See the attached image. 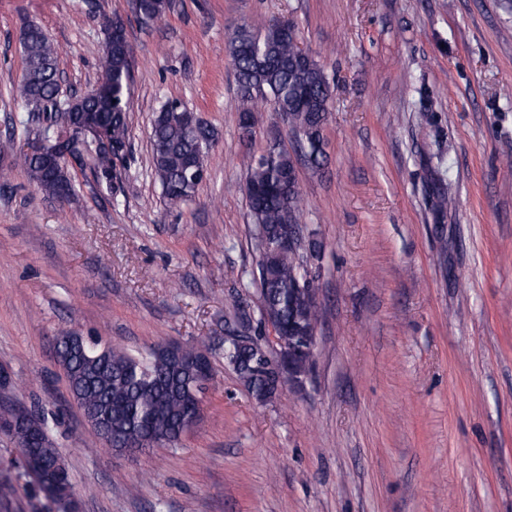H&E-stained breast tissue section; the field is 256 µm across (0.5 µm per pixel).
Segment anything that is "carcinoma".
I'll list each match as a JSON object with an SVG mask.
<instances>
[{
	"label": "carcinoma",
	"instance_id": "cac0c4a2",
	"mask_svg": "<svg viewBox=\"0 0 512 512\" xmlns=\"http://www.w3.org/2000/svg\"><path fill=\"white\" fill-rule=\"evenodd\" d=\"M136 13L145 23L163 18L168 0H137ZM112 31L100 62L96 90L64 98L58 83V48L36 22L21 34L23 73L13 95L29 108L23 133L46 143L41 156L21 153L29 180L43 193L66 199L70 181L68 158L93 160V175L101 189L112 190L116 163L126 159L130 145V84L132 50L121 19L107 20ZM228 51L235 71L238 112L256 114L272 105L288 113L292 145L307 156V164L320 169L326 158L324 127L333 88L322 66L303 52L283 29L270 20L260 26L243 23L230 35ZM105 127L109 149L95 144L82 131L88 120ZM215 132L178 100L167 101L151 122L152 170L164 199L179 207L190 201L203 180L190 176L189 166L210 146ZM246 194L259 252L261 306L286 335L307 333L319 320L318 306L298 283L308 278L303 255L279 250L275 240L290 224L303 223L302 192L288 148L278 142L245 158ZM56 353L72 399L88 425L111 451L171 445L195 427L202 404L200 385L213 378L210 347L163 345L148 356L106 343L97 336L69 330L57 337ZM251 346L228 345L224 359L242 362L239 379L257 400L269 396V373L252 371ZM3 432L16 444L23 466L13 459L0 465V507L9 510L20 476L32 479L57 512H71L72 476L50 440L46 421L14 408L0 411Z\"/></svg>",
	"mask_w": 512,
	"mask_h": 512
}]
</instances>
